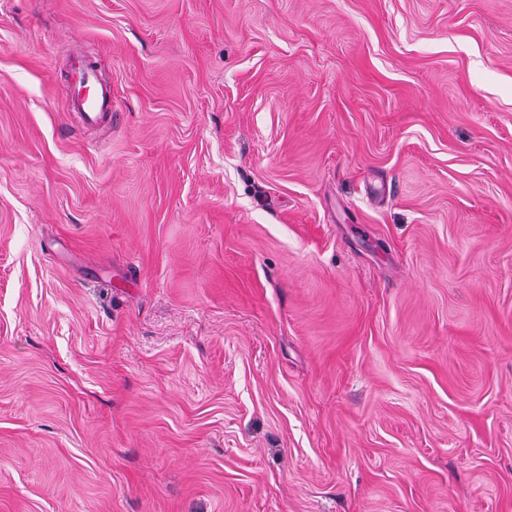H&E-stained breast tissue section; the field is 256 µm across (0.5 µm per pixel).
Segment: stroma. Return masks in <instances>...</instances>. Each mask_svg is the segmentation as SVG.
<instances>
[{"label": "stroma", "instance_id": "obj_1", "mask_svg": "<svg viewBox=\"0 0 512 512\" xmlns=\"http://www.w3.org/2000/svg\"><path fill=\"white\" fill-rule=\"evenodd\" d=\"M0 512H512V0H0ZM96 64L90 58H76V90L70 85L69 105L82 124L89 127L99 126L107 119L112 125V86L99 81Z\"/></svg>", "mask_w": 512, "mask_h": 512}]
</instances>
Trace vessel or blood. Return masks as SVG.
Here are the masks:
<instances>
[{"mask_svg":"<svg viewBox=\"0 0 512 512\" xmlns=\"http://www.w3.org/2000/svg\"><path fill=\"white\" fill-rule=\"evenodd\" d=\"M76 87L70 92L69 104L82 124L93 127L112 116V88L101 83L94 60L83 57L74 63Z\"/></svg>","mask_w":512,"mask_h":512,"instance_id":"1","label":"vessel or blood"}]
</instances>
